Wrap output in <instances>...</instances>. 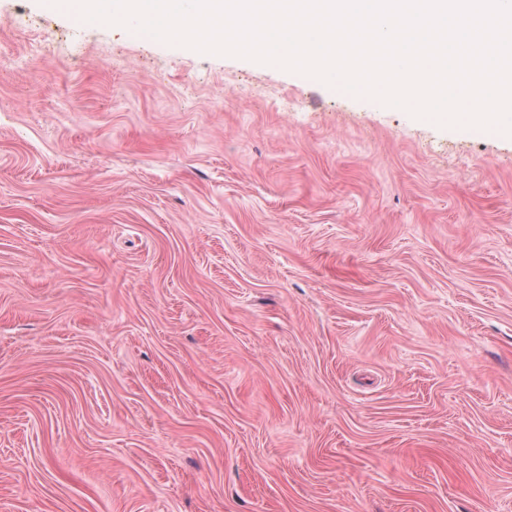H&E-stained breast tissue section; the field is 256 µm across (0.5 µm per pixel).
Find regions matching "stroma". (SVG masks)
<instances>
[{
  "instance_id": "obj_1",
  "label": "stroma",
  "mask_w": 512,
  "mask_h": 512,
  "mask_svg": "<svg viewBox=\"0 0 512 512\" xmlns=\"http://www.w3.org/2000/svg\"><path fill=\"white\" fill-rule=\"evenodd\" d=\"M0 512H512V137L0 0Z\"/></svg>"
}]
</instances>
